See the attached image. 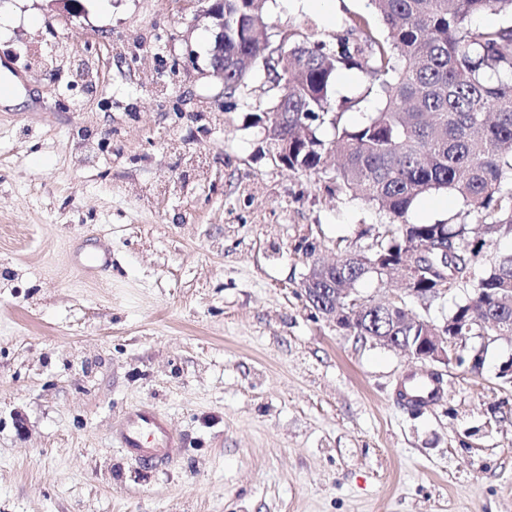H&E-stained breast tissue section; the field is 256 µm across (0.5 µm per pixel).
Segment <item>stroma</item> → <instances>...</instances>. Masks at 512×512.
Returning <instances> with one entry per match:
<instances>
[{
    "instance_id": "35a3bbf8",
    "label": "stroma",
    "mask_w": 512,
    "mask_h": 512,
    "mask_svg": "<svg viewBox=\"0 0 512 512\" xmlns=\"http://www.w3.org/2000/svg\"><path fill=\"white\" fill-rule=\"evenodd\" d=\"M0 0V512H512V335L478 370L326 322L311 258L371 252L387 216L268 154L267 86L226 108L201 0ZM270 34L328 43L368 0H267ZM93 78L79 76L86 58ZM340 69L356 126L379 102ZM432 193L414 224L463 219ZM112 268L89 276L77 253ZM443 396L397 401L409 374ZM150 404L162 467L110 430Z\"/></svg>"
}]
</instances>
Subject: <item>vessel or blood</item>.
<instances>
[{"label":"vessel or blood","mask_w":512,"mask_h":512,"mask_svg":"<svg viewBox=\"0 0 512 512\" xmlns=\"http://www.w3.org/2000/svg\"><path fill=\"white\" fill-rule=\"evenodd\" d=\"M442 394L436 376L423 373L412 376L402 385L398 400L408 408L426 409L434 405ZM112 440L135 457H150L160 462L169 461L182 446L181 437L172 433L166 417L154 407L138 406L115 421Z\"/></svg>","instance_id":"b4317fda"}]
</instances>
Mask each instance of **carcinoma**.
<instances>
[{
    "mask_svg": "<svg viewBox=\"0 0 512 512\" xmlns=\"http://www.w3.org/2000/svg\"><path fill=\"white\" fill-rule=\"evenodd\" d=\"M266 0H224V98L241 100L257 62L275 95L266 108L267 141L288 148L291 170L331 174L386 212L373 250L366 254L395 269L415 243L420 262L440 264L431 247L448 243V287L467 291L449 316L465 321L467 335H512V308L496 313L493 289L512 288V255L476 274L486 239L512 237V25L472 30L467 19L495 10L512 17V0H370L385 34L355 15L336 48L288 29L270 48ZM363 40H352L354 32ZM356 68L376 90L380 107L358 126L341 122L331 99L337 70ZM329 129L332 137L321 138ZM450 191L481 216L476 228L440 221L411 224L419 198ZM370 270L360 255L336 257V287L353 288ZM498 314L506 326L486 319ZM411 320L363 306L355 336H420Z\"/></svg>",
    "mask_w": 512,
    "mask_h": 512,
    "instance_id": "cac0c4a2",
    "label": "carcinoma"
}]
</instances>
